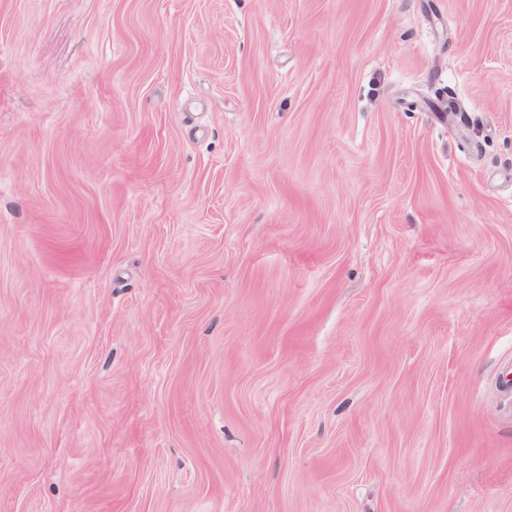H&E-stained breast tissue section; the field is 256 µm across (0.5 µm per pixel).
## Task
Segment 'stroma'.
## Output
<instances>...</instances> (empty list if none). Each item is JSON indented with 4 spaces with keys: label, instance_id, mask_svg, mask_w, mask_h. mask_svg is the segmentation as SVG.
I'll return each mask as SVG.
<instances>
[{
    "label": "stroma",
    "instance_id": "obj_1",
    "mask_svg": "<svg viewBox=\"0 0 512 512\" xmlns=\"http://www.w3.org/2000/svg\"><path fill=\"white\" fill-rule=\"evenodd\" d=\"M512 0H0V512H512Z\"/></svg>",
    "mask_w": 512,
    "mask_h": 512
}]
</instances>
